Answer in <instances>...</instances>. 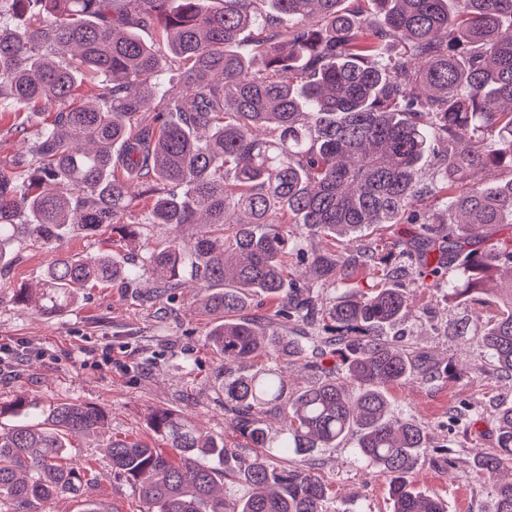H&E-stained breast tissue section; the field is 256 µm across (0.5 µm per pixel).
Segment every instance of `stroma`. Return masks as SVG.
<instances>
[{
  "instance_id": "stroma-1",
  "label": "stroma",
  "mask_w": 512,
  "mask_h": 512,
  "mask_svg": "<svg viewBox=\"0 0 512 512\" xmlns=\"http://www.w3.org/2000/svg\"><path fill=\"white\" fill-rule=\"evenodd\" d=\"M36 133L27 113L14 111L9 97L0 98V167L23 145L17 126ZM53 258L37 245L20 246L8 272L0 276V339L25 340L46 349L45 358L18 362L13 373L0 375V402L26 395L42 406L78 401L99 406L108 416L103 436L152 440L149 416L168 408L199 420L234 448L241 438L222 406L213 400L216 360L205 341L209 325L193 311L196 293L191 265H184L179 297L145 300L139 288H87L74 305L58 313H42L19 303V289L40 284ZM414 308L397 334L447 364L446 377L413 376L387 385L391 410L398 418H415L428 427L433 446L413 474L414 487L443 501L448 512H490V489L468 480L477 452L495 445V414L500 403H512V378L497 374L476 348L475 329L499 311L495 292L485 291L462 301L432 281L411 285ZM466 320L471 335L454 333ZM112 352L111 363L84 364L88 352ZM473 413L466 427H449L448 413ZM73 457L97 477L85 486V499L103 512H142L143 505L125 480L114 478L109 458L98 443L73 437ZM329 489L326 512H392L388 481L353 462L348 446L326 449L314 467Z\"/></svg>"
}]
</instances>
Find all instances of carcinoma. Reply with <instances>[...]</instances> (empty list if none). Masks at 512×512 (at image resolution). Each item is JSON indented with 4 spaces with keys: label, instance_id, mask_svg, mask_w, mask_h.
<instances>
[{
    "label": "carcinoma",
    "instance_id": "obj_1",
    "mask_svg": "<svg viewBox=\"0 0 512 512\" xmlns=\"http://www.w3.org/2000/svg\"><path fill=\"white\" fill-rule=\"evenodd\" d=\"M28 17L20 32L0 20V92L43 118L33 143L0 170V268L21 240L52 247L82 230L108 235L94 257L54 254L42 286L18 300L62 311L85 288L155 282L174 298L185 255L176 232L202 222L189 254L195 307L210 324L217 394L233 429L256 448L246 457L196 419L167 409L149 416L155 441L114 438L112 472L131 482L145 512H325L317 457L356 438L354 454L388 477L393 512H447L412 487L427 428L392 416L383 385L439 364L385 331L408 313L397 279L446 281L461 300L512 266V0H0ZM151 30L156 38L143 39ZM262 67H255L256 61ZM174 72V86L159 79ZM99 76L95 103L71 100ZM433 162L430 181L420 175ZM145 204L143 224L175 236L119 264L114 249L137 236L124 218ZM294 224L310 237L355 241L380 224H422L416 267L385 268L388 283L349 287L371 274L369 250L304 259L307 288L284 278ZM458 274L448 279V269ZM346 286L328 307L318 284ZM502 312L481 334L494 370L512 376V279ZM281 309L256 320L252 301ZM331 322L305 348L281 331ZM336 357L322 365L327 354ZM321 371L293 395L280 360ZM0 504L39 512L79 498L88 483L71 457L72 434L91 435L106 414L60 402L49 412L24 396L0 404ZM497 448L467 477L490 484L492 509L512 512V404L497 412ZM292 455L297 465L277 468ZM233 463L241 494H224Z\"/></svg>",
    "mask_w": 512,
    "mask_h": 512
}]
</instances>
